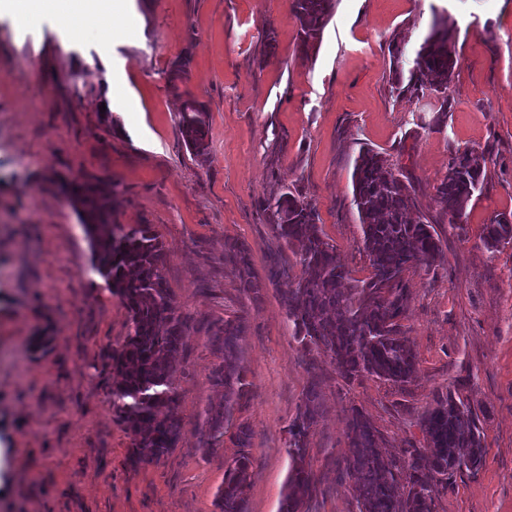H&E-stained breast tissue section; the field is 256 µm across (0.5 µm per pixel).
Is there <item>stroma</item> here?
<instances>
[{"label":"stroma","instance_id":"obj_1","mask_svg":"<svg viewBox=\"0 0 512 512\" xmlns=\"http://www.w3.org/2000/svg\"><path fill=\"white\" fill-rule=\"evenodd\" d=\"M290 4L131 0L116 20L131 36L106 57L95 35L0 14V512H217L238 448L230 431L201 448L204 410L220 395L210 336L242 313L251 394L234 420L252 430L246 510L279 512L288 426L310 376L282 298L301 267L284 249L290 276L270 279L269 253L279 247L262 203L300 192L353 278L368 279L352 202L364 147L402 169L444 260L405 274L402 323L419 362L411 384L347 383L319 355L322 415L304 512H352V409L401 458L425 447L419 416L450 389L479 419L485 461L449 482L436 512H512V244L492 251L482 240L485 224L512 214V0H335L306 53ZM437 8L455 21L458 60L444 112L429 93L396 97L389 81V40L400 32L419 43ZM180 64L182 79L170 83ZM112 85L125 94L107 107ZM187 99L208 110L201 160L179 133ZM464 149L485 153L486 180L452 224L435 187ZM76 178L110 193L113 223L147 224L160 237L188 321L173 377L180 441L156 463L133 462V435L112 407L113 357L131 322L94 271L74 203L59 189ZM235 242L250 249L259 297L224 264Z\"/></svg>","mask_w":512,"mask_h":512}]
</instances>
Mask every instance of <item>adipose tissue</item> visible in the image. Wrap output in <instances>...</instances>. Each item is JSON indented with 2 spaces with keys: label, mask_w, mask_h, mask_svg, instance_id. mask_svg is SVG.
Listing matches in <instances>:
<instances>
[{
  "label": "adipose tissue",
  "mask_w": 512,
  "mask_h": 512,
  "mask_svg": "<svg viewBox=\"0 0 512 512\" xmlns=\"http://www.w3.org/2000/svg\"><path fill=\"white\" fill-rule=\"evenodd\" d=\"M20 24L28 25L53 14L58 25L101 35L110 41L118 31L114 15L126 8L127 0H8Z\"/></svg>",
  "instance_id": "ef3b65f1"
}]
</instances>
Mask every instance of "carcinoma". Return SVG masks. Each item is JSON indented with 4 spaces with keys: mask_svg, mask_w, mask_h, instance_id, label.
I'll list each match as a JSON object with an SVG mask.
<instances>
[{
    "mask_svg": "<svg viewBox=\"0 0 512 512\" xmlns=\"http://www.w3.org/2000/svg\"><path fill=\"white\" fill-rule=\"evenodd\" d=\"M333 8V0H291L304 50L314 46ZM453 43L454 23L436 10L431 30L418 47L409 49L405 38L394 35L388 43L393 92L413 98L428 90L438 98V111H448V89L457 67ZM178 127L184 145L194 156L204 157L208 133L204 106L186 101ZM485 165V154L476 150L452 155L436 186V200L448 223H461L466 206L483 187ZM352 184L371 268L369 280L362 283L350 277L336 247L322 238L316 208L302 195L286 190L263 202L274 237L288 247L300 246L302 275L295 287L283 292L288 322L293 339L308 357L311 374L317 370L314 353L321 352L347 381L370 375L405 385L415 377L418 359L401 325L409 303L404 274L436 265L443 250L427 218L409 220L416 207L412 187L382 153L372 148L360 151ZM64 189L88 238L93 268L122 297L130 315L131 330L114 356L120 380L112 390V407L134 435V462L152 463L179 442L172 376L178 370L176 355L187 329L164 273L163 244L146 224L126 232L112 223L111 200L94 183L74 182ZM483 239L489 249L511 244L512 214H501L485 225ZM224 263L245 291L259 293L261 285L245 244L224 246ZM243 328L244 316L238 315L225 320L210 337L222 353V363L212 370L211 379L224 394L206 410L201 438L206 451L223 442L235 411L248 395L238 354ZM320 411L319 393L313 386L288 427L291 468L281 512H302L312 493L307 458ZM419 423L427 448L409 451V459L402 462L379 450L377 429L362 412L352 410L350 471L357 478V512H434L435 498L448 481L463 470L476 472L482 466L485 448L478 418L456 393L436 394ZM251 436L248 425L238 424L239 451L216 494L219 512H246Z\"/></svg>",
    "mask_w": 512,
    "mask_h": 512,
    "instance_id": "obj_1",
    "label": "carcinoma"
}]
</instances>
